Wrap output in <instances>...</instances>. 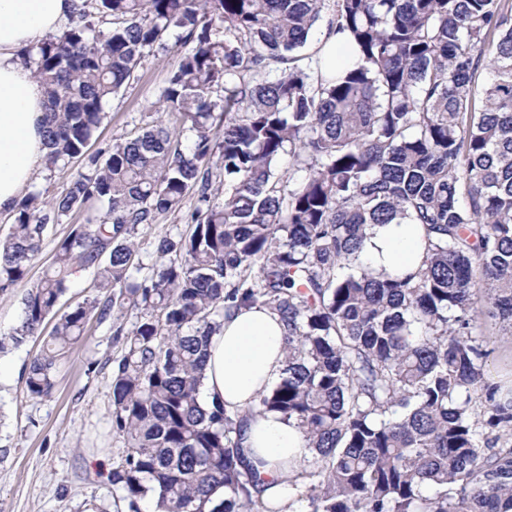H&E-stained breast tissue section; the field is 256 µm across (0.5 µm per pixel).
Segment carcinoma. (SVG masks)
<instances>
[{
  "label": "carcinoma",
  "mask_w": 512,
  "mask_h": 512,
  "mask_svg": "<svg viewBox=\"0 0 512 512\" xmlns=\"http://www.w3.org/2000/svg\"><path fill=\"white\" fill-rule=\"evenodd\" d=\"M72 19L23 51L49 170L85 154L151 49L172 33L187 48L161 94L187 150L159 122L116 138L61 195L22 198L0 237V290L26 288L1 351L40 335L74 269L96 270L104 295L57 317L25 385L49 396L87 322H119L112 486L129 512L148 495L157 512H512V388L486 374L480 323L512 335V0H80ZM316 33L358 58L332 71L299 55ZM194 189L191 233L162 237L130 281L139 227ZM75 210L86 222L28 283ZM377 224L421 225L416 270L363 264ZM255 305L285 324V375L246 409L208 407L209 339ZM269 412L312 454L288 463L286 501L243 446ZM84 222V216L81 212L75 211L68 216L63 217L58 223L51 224L48 234L44 240L40 260L29 270L27 279L36 281L43 276L44 271L50 265L54 248L59 240L64 238L70 231L72 224H81Z\"/></svg>",
  "instance_id": "cac0c4a2"
}]
</instances>
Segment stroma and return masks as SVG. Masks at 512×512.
Instances as JSON below:
<instances>
[{"label":"stroma","instance_id":"stroma-1","mask_svg":"<svg viewBox=\"0 0 512 512\" xmlns=\"http://www.w3.org/2000/svg\"><path fill=\"white\" fill-rule=\"evenodd\" d=\"M177 60L172 45L145 57L107 103L89 153L157 120L178 132L175 115L158 109ZM198 205L197 194H189L180 212L160 214L140 228L133 281L151 275L162 236L190 234ZM114 332L113 321H90L84 341L59 359L55 388L45 398L30 397L25 387L42 337L0 353V512H128L114 497L110 478L125 450L112 428V375L121 354Z\"/></svg>","mask_w":512,"mask_h":512}]
</instances>
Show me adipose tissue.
Listing matches in <instances>:
<instances>
[{
	"instance_id": "ef3b65f1",
	"label": "adipose tissue",
	"mask_w": 512,
	"mask_h": 512,
	"mask_svg": "<svg viewBox=\"0 0 512 512\" xmlns=\"http://www.w3.org/2000/svg\"><path fill=\"white\" fill-rule=\"evenodd\" d=\"M75 0H0V215L14 212L24 190L45 164L42 118L44 90L22 62V50L40 38L59 32ZM424 252L423 231L417 224L375 228L363 255L373 269H416ZM284 326L277 314L254 307L225 319L210 339L201 389L204 404L223 401L244 409L260 391L270 389L286 367ZM245 446L263 459L260 474L270 484L268 496L288 494L289 462L308 457L310 450L297 429L280 415L251 417Z\"/></svg>"
}]
</instances>
